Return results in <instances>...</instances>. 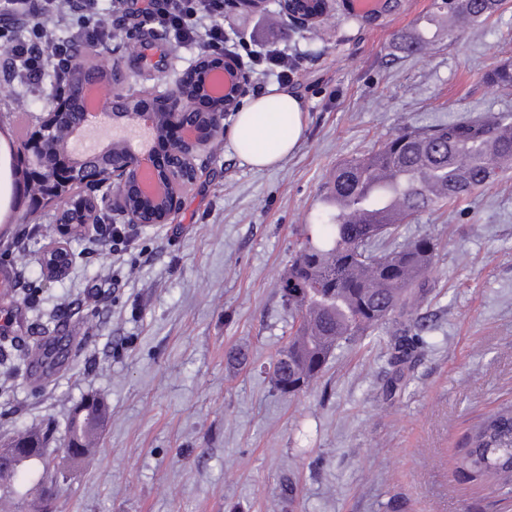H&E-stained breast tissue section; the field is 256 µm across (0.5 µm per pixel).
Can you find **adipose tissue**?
<instances>
[{"mask_svg": "<svg viewBox=\"0 0 512 512\" xmlns=\"http://www.w3.org/2000/svg\"><path fill=\"white\" fill-rule=\"evenodd\" d=\"M303 109L299 98L273 85L237 112L230 139L237 154L258 169L277 165L299 146Z\"/></svg>", "mask_w": 512, "mask_h": 512, "instance_id": "1", "label": "adipose tissue"}]
</instances>
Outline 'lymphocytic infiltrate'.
<instances>
[{"label":"lymphocytic infiltrate","instance_id":"f902f5d3","mask_svg":"<svg viewBox=\"0 0 512 512\" xmlns=\"http://www.w3.org/2000/svg\"><path fill=\"white\" fill-rule=\"evenodd\" d=\"M101 0H0V50L6 55L10 76L25 72L28 87H37L43 75L64 79L75 68L81 48L102 41L110 32L100 7ZM115 12L134 19L135 29L160 27L183 44L193 45L201 56L238 60L224 30V0H114ZM34 19L29 36L22 37L16 14ZM279 29L261 21L254 25L250 41L260 50L249 65L278 67L277 78L289 83L295 65L277 51Z\"/></svg>","mask_w":512,"mask_h":512}]
</instances>
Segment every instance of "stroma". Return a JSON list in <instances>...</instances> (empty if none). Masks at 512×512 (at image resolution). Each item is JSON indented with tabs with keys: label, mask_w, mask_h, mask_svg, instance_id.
<instances>
[{
	"label": "stroma",
	"mask_w": 512,
	"mask_h": 512,
	"mask_svg": "<svg viewBox=\"0 0 512 512\" xmlns=\"http://www.w3.org/2000/svg\"><path fill=\"white\" fill-rule=\"evenodd\" d=\"M265 10L297 56L290 92L304 109L298 149L258 170L230 142L202 155L177 217L121 239L63 236L55 210L26 205L0 230V440L50 430L70 475L55 512H512V490L457 469L453 457L485 417L512 405V170L490 188L417 216L402 235L436 245L426 302L406 327L420 344L407 382L390 387L395 325L336 350L317 380L277 391L271 365L288 343L281 279L306 225L323 221L320 187L343 161L407 126L512 112V0L479 39L449 41L433 0H401L377 18L335 0L315 28ZM163 72L141 69L144 34L94 51L120 60L129 87L171 86L196 61L165 39ZM418 36L420 54L400 50ZM57 90L23 93L0 75V127ZM73 254L49 277L52 240ZM67 358L34 377L45 342ZM107 412L91 466L70 470L60 446L87 398Z\"/></svg>",
	"instance_id": "stroma-1"
}]
</instances>
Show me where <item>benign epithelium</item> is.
<instances>
[{
	"label": "benign epithelium",
	"mask_w": 512,
	"mask_h": 512,
	"mask_svg": "<svg viewBox=\"0 0 512 512\" xmlns=\"http://www.w3.org/2000/svg\"><path fill=\"white\" fill-rule=\"evenodd\" d=\"M329 2L320 0L317 10L302 15L292 0H280L288 18L299 27L320 21L328 13ZM248 81V73L237 64L209 59L186 70L174 88L121 96L111 70L79 66L67 89L49 100L45 115L21 141L20 152L31 166L42 170L37 189L46 201L64 187H104L114 222L152 228L169 224L194 183L189 174L196 167L195 158L216 149L223 137L224 110L236 109ZM92 97L105 108L104 123L114 127L148 120L155 129H180L164 165L155 166L116 139L102 150L74 157L70 145L85 128V109ZM85 206V197H75L70 200L71 217L56 219L65 234L102 230L86 217ZM11 448L33 454L39 444L30 439L0 443V458Z\"/></svg>",
	"instance_id": "7a95c632"
}]
</instances>
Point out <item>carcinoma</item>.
Masks as SVG:
<instances>
[{"mask_svg":"<svg viewBox=\"0 0 512 512\" xmlns=\"http://www.w3.org/2000/svg\"><path fill=\"white\" fill-rule=\"evenodd\" d=\"M448 15V40L475 38L481 24L498 12L501 0H434ZM494 88L512 84V69L486 76ZM512 158V113L501 112L480 123L450 121L432 128L407 127L362 158L342 162L322 188L325 223L308 226L281 288L292 318L289 361L272 367L275 387L295 393L317 379L341 343L386 323L407 299H422L433 270L435 244L428 237L396 242L411 217L460 199L445 191L456 185L466 194L493 184ZM61 340L44 345L50 364L66 357ZM401 342L394 363L400 366L391 384L405 383L408 363ZM454 464L507 486L512 483V411L484 420L467 437ZM47 461L15 463L12 480L25 479L22 495L0 491L10 500L8 512L45 496L35 476Z\"/></svg>","mask_w":512,"mask_h":512,"instance_id":"obj_1","label":"carcinoma"}]
</instances>
